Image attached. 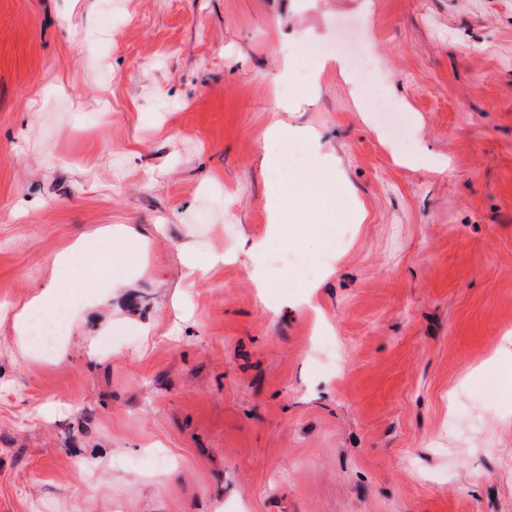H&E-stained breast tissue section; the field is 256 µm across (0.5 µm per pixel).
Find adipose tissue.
<instances>
[{"label": "adipose tissue", "instance_id": "1", "mask_svg": "<svg viewBox=\"0 0 512 512\" xmlns=\"http://www.w3.org/2000/svg\"><path fill=\"white\" fill-rule=\"evenodd\" d=\"M270 141L276 143L278 152L266 156L264 165L271 178L267 194L268 223L264 238L252 241L248 255L249 275L260 295H267L272 282L267 273V252L270 241L281 239L286 219L299 222L308 218L330 224L337 214H344L348 222L359 223L363 219L360 209L345 207L344 191L336 181V162L327 153L316 150L317 139L312 131L288 125L287 121L275 120L269 129ZM306 141L311 150L310 167L321 172L319 183H311L304 172H289L282 160L290 146ZM100 239H117L118 250L97 251L90 249L88 235L77 237L65 251L59 253L54 265L59 269H71L76 273L75 283L51 279L42 291L27 302L15 315L13 331L21 349H28V337L32 332L31 319L35 314H51L59 308L74 311L87 304L89 297L100 288H117L127 283L143 256L145 239L131 224L104 227L96 232Z\"/></svg>", "mask_w": 512, "mask_h": 512}]
</instances>
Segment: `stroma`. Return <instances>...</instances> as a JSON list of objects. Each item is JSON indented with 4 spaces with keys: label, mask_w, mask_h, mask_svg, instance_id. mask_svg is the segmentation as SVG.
<instances>
[{
    "label": "stroma",
    "mask_w": 512,
    "mask_h": 512,
    "mask_svg": "<svg viewBox=\"0 0 512 512\" xmlns=\"http://www.w3.org/2000/svg\"><path fill=\"white\" fill-rule=\"evenodd\" d=\"M0 0V512H512V0ZM429 162L397 160L349 60ZM299 110L281 112V102ZM317 132L364 220L292 224L310 302H261L266 133ZM135 224L129 287L54 359L18 308L83 232ZM166 225L165 234L155 231ZM223 251L209 279L179 249Z\"/></svg>",
    "instance_id": "obj_1"
}]
</instances>
